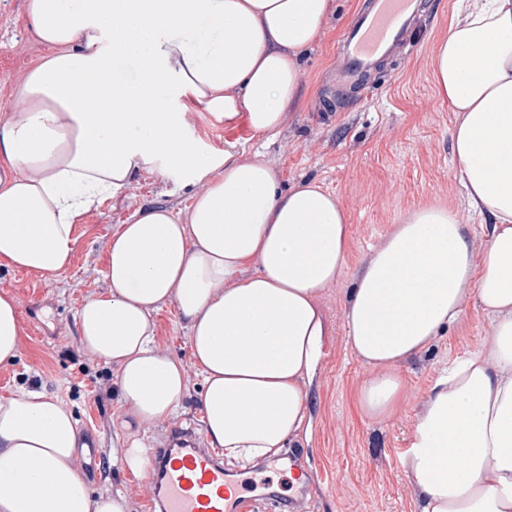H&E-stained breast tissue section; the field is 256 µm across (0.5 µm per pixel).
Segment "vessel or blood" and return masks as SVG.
Wrapping results in <instances>:
<instances>
[{
	"instance_id": "b4317fda",
	"label": "vessel or blood",
	"mask_w": 512,
	"mask_h": 512,
	"mask_svg": "<svg viewBox=\"0 0 512 512\" xmlns=\"http://www.w3.org/2000/svg\"><path fill=\"white\" fill-rule=\"evenodd\" d=\"M422 0H368L336 50L339 83L356 85L378 63L407 45ZM160 467L148 474L149 502L160 512H249L246 485L224 470L214 452L186 443L157 449Z\"/></svg>"
}]
</instances>
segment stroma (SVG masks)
<instances>
[{"mask_svg":"<svg viewBox=\"0 0 512 512\" xmlns=\"http://www.w3.org/2000/svg\"><path fill=\"white\" fill-rule=\"evenodd\" d=\"M362 0H332L323 35L306 53L300 78L303 106L289 113L271 139L253 137L245 118L215 121L186 102L190 136L202 156L224 151L261 154L282 188L317 180L343 205L349 224L347 263L319 297L326 336L323 357L308 388L309 426L298 447L258 460L234 478L256 482L255 512H419L417 492L400 458L408 447L416 414L434 381L455 360L487 344L491 324L476 306L438 336L419 356L401 364V409L378 422L357 401L371 369L352 351L347 337V298L364 263L394 224L430 204L455 211L473 248L486 231L469 212L451 149L454 115L439 97L431 55L467 0H423V12L409 54L390 59L372 73L368 91L340 86L331 71L340 34ZM25 0H0V113L16 111L18 79L45 55L24 21ZM193 187L155 171L138 173L128 187L83 215L73 228L69 268L57 275L0 267V291L18 302L20 355L0 365V399L30 388L57 396L74 413L79 435L96 434L105 461L97 477L87 454L76 466L97 495H121L127 512H148L145 476H133L112 457L128 432L121 426L115 371L79 344L77 312L107 286L112 233L136 209L162 204L180 210ZM161 350L179 358L189 383L174 413L137 431L144 445L160 441L173 423L204 430L202 377L194 366L189 333L173 305L155 319ZM312 472L308 487L288 483L291 464Z\"/></svg>","mask_w":512,"mask_h":512,"instance_id":"obj_1","label":"stroma"}]
</instances>
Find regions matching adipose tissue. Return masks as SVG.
I'll use <instances>...</instances> for the list:
<instances>
[{"label": "adipose tissue", "mask_w": 512, "mask_h": 512, "mask_svg": "<svg viewBox=\"0 0 512 512\" xmlns=\"http://www.w3.org/2000/svg\"><path fill=\"white\" fill-rule=\"evenodd\" d=\"M330 0H26L45 56L0 115V264L59 274L73 227L143 170L195 185L185 210L143 207L109 246L106 291L77 314L80 342L112 366L125 427L172 414L188 386L158 349L153 315L174 305L203 378L211 447L247 466L306 431V383L323 355L318 298L348 253L340 201L313 181L282 191L260 155L201 157L179 98L216 120L245 115L257 137L303 105L301 57ZM133 62L132 79L117 67ZM431 69L454 114L451 147L471 210L491 219L481 251L453 211L415 210L357 274L348 343L373 374L362 412L392 418L420 354L469 305L491 339L440 376L417 413L401 467L420 512H512V0L453 20ZM18 303L0 293V364L20 347ZM79 431L56 396L0 400V512H126L93 496Z\"/></svg>", "instance_id": "ef3b65f1"}]
</instances>
